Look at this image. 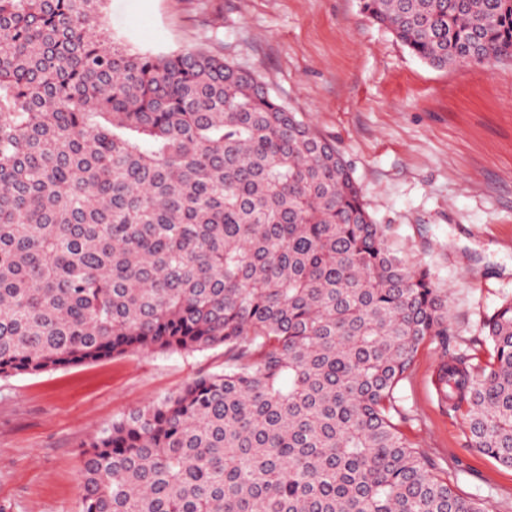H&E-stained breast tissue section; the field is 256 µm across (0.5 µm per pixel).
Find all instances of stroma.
<instances>
[{
	"label": "stroma",
	"instance_id": "stroma-1",
	"mask_svg": "<svg viewBox=\"0 0 512 512\" xmlns=\"http://www.w3.org/2000/svg\"><path fill=\"white\" fill-rule=\"evenodd\" d=\"M104 29L137 51L204 50L255 71L350 165L391 247L448 290L449 352L487 358L483 322L512 298V61L440 70L359 0H107ZM420 347L398 387L407 439L457 491L512 512V468L473 448ZM203 353L131 352L0 378V512H78L103 428L222 368Z\"/></svg>",
	"mask_w": 512,
	"mask_h": 512
}]
</instances>
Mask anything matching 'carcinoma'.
I'll return each mask as SVG.
<instances>
[{"label":"carcinoma","instance_id":"1","mask_svg":"<svg viewBox=\"0 0 512 512\" xmlns=\"http://www.w3.org/2000/svg\"><path fill=\"white\" fill-rule=\"evenodd\" d=\"M106 0H0V377L129 352L224 367L92 439L78 512H490L409 444L433 385L512 467V299L448 355V289L391 248L335 145L258 76L134 51ZM436 69L512 58V0H360Z\"/></svg>","mask_w":512,"mask_h":512}]
</instances>
